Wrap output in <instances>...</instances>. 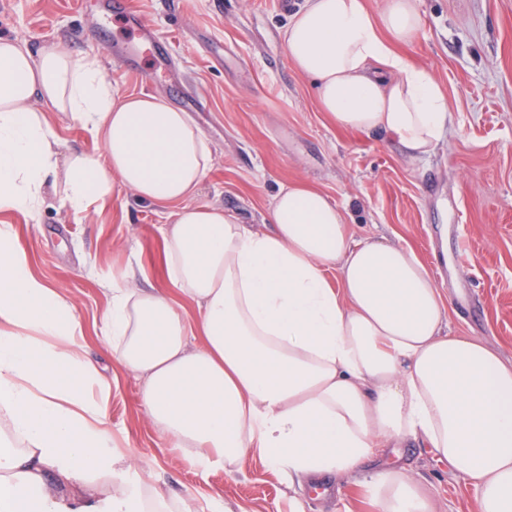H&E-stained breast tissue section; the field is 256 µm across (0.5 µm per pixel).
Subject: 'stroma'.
I'll list each match as a JSON object with an SVG mask.
<instances>
[{
    "label": "stroma",
    "instance_id": "stroma-1",
    "mask_svg": "<svg viewBox=\"0 0 512 512\" xmlns=\"http://www.w3.org/2000/svg\"><path fill=\"white\" fill-rule=\"evenodd\" d=\"M302 0H126L161 39L168 55L141 46L131 64L112 48L132 42L113 0H0V36L73 56L97 55L112 84L152 93L191 113L214 166L190 198L245 224H264L282 185L306 182L346 215L353 240L411 247L431 269L449 303L448 331L472 336L512 362V0H417L422 26L400 52L430 70L448 98L455 126L433 156L412 160L380 134L337 129L320 112L313 82L288 59L284 31ZM127 8V9H128ZM169 209L120 189L89 215L47 197L37 222L0 212L33 273L76 306L89 357L116 374L105 409L114 440L139 471L157 473V490L194 499L199 512L217 501L232 512H374L365 490L336 480L318 494L288 487L259 459L201 471L144 414L141 385L119 370L103 338L107 286L134 268L143 288L169 289L159 232ZM407 467L426 486L436 512H476V491L437 462L430 449L389 448L364 472Z\"/></svg>",
    "mask_w": 512,
    "mask_h": 512
}]
</instances>
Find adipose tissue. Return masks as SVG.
Returning a JSON list of instances; mask_svg holds the SVG:
<instances>
[{"mask_svg":"<svg viewBox=\"0 0 512 512\" xmlns=\"http://www.w3.org/2000/svg\"><path fill=\"white\" fill-rule=\"evenodd\" d=\"M421 22L416 0L377 13L365 0H304L284 39L337 128L394 137L420 159L453 127L431 72L398 51ZM55 113L101 152L63 154ZM213 162L187 113L120 93L96 56L0 36V211L36 222L59 186L77 213L118 188L172 208L161 229L171 291L113 280L104 326L145 415L190 466L256 456L315 483L414 442L475 488L477 512H512V365L447 333L441 290L411 248L354 241L313 187L281 188L265 227L190 205ZM83 341L74 304L0 225V512H195L117 447L112 381ZM364 486L376 512H434L406 468Z\"/></svg>","mask_w":512,"mask_h":512,"instance_id":"1","label":"adipose tissue"}]
</instances>
